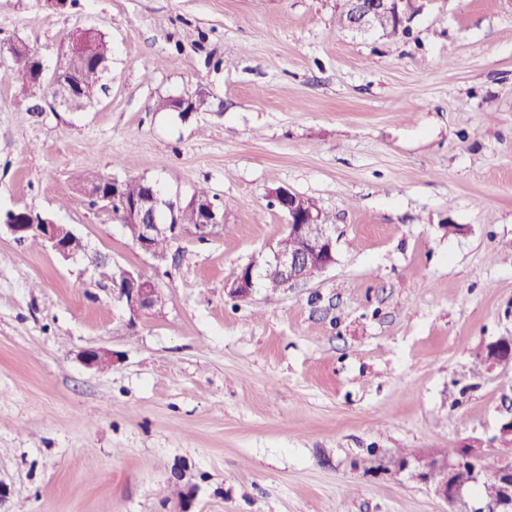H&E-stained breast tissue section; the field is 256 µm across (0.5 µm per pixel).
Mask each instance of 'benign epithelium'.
I'll return each mask as SVG.
<instances>
[{"mask_svg": "<svg viewBox=\"0 0 512 512\" xmlns=\"http://www.w3.org/2000/svg\"><path fill=\"white\" fill-rule=\"evenodd\" d=\"M347 21L345 28L357 32L374 30L372 15L385 10L394 13L401 23L410 25L411 15L408 10L420 12L434 5L437 0H343ZM88 31L75 34L71 40L65 63L60 66L54 77V97L66 109L80 98L92 99L99 93L98 86L85 84L67 76L66 70L83 58L82 48ZM83 192L93 202L106 207L119 204L118 215L123 225L132 230V241L142 252L158 257L154 251V241L169 235L173 238L189 231L199 237H205L223 223L215 199L195 197L191 204L200 211L201 221L189 228L180 224H162L158 222L160 209L175 214L178 204L165 199L154 187L147 188L144 198L125 200L120 198V180L108 174L91 186L83 188ZM277 207L286 217V232L301 240L299 250L288 252L270 249V253L251 261L235 275L227 284L230 293L237 297H247L252 293L259 278L274 273L278 275L281 286L292 288L296 283L307 280L328 269L335 263V243L329 225L320 222L318 215L306 209L301 202V194L288 187L273 188L269 192ZM0 225L15 240L21 242L31 235L39 236L44 247L55 252L64 259H73L78 255L71 244L76 233L71 227L56 223L47 215L30 209L17 208L0 214ZM117 291V299L122 302L131 315L149 310L153 307V296L156 291L154 282L138 272L123 270L113 278ZM512 363V334L497 337L487 344V369ZM493 441L502 445H512V414L501 415ZM478 456L474 454L473 445L469 444L458 452V460L448 455L441 457H425L415 455L399 462V471L410 472V478L425 484L431 492L448 506L456 505L468 492L469 487L453 480L457 462H474ZM432 468L442 471L444 479L439 483L428 481L425 474ZM495 475L501 489L498 501H479L470 512H512V460L508 458L497 462Z\"/></svg>", "mask_w": 512, "mask_h": 512, "instance_id": "benign-epithelium-1", "label": "benign epithelium"}]
</instances>
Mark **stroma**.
I'll return each instance as SVG.
<instances>
[{
  "label": "stroma",
  "instance_id": "stroma-1",
  "mask_svg": "<svg viewBox=\"0 0 512 512\" xmlns=\"http://www.w3.org/2000/svg\"><path fill=\"white\" fill-rule=\"evenodd\" d=\"M89 27L112 56L68 112L50 78ZM411 29L352 34L336 0H0V45L46 74L29 98L0 64V211L86 244L0 233V512H445L401 452L503 455L512 365L473 363L512 332V0H438ZM90 171L206 188L223 225L146 256L78 192ZM280 185L330 216L336 262L231 297L286 231ZM122 270L162 305L131 316ZM0 230L2 226L16 241H24L31 235L39 236L46 249L64 259H73L80 253L71 244L78 238L71 227L57 224L52 218L30 209L17 208L0 214Z\"/></svg>",
  "mask_w": 512,
  "mask_h": 512
}]
</instances>
